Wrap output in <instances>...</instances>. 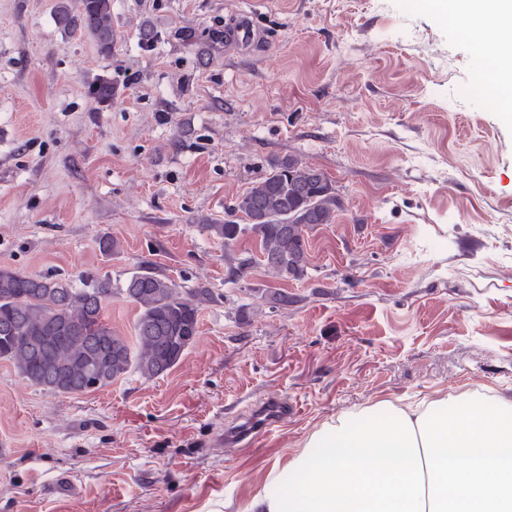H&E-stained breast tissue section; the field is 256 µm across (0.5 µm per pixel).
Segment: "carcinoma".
Wrapping results in <instances>:
<instances>
[{
  "mask_svg": "<svg viewBox=\"0 0 512 512\" xmlns=\"http://www.w3.org/2000/svg\"><path fill=\"white\" fill-rule=\"evenodd\" d=\"M58 22L90 34L102 51L112 46V0H61ZM342 207L332 182L296 157L277 160L239 195L232 212L246 223L204 228L224 241L227 281L250 269L232 251L243 237L260 246L269 271L301 280L308 276L305 233L331 224ZM122 296L138 310L135 344L102 318L105 304ZM215 301L204 286L185 289L149 266H140L119 288L109 275L90 273L79 284L0 268V361L22 378L53 393L78 394L108 386L134 370L146 380L172 369L198 335L201 307Z\"/></svg>",
  "mask_w": 512,
  "mask_h": 512,
  "instance_id": "1",
  "label": "carcinoma"
}]
</instances>
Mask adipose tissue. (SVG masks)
Here are the masks:
<instances>
[{
	"label": "adipose tissue",
	"mask_w": 512,
	"mask_h": 512,
	"mask_svg": "<svg viewBox=\"0 0 512 512\" xmlns=\"http://www.w3.org/2000/svg\"><path fill=\"white\" fill-rule=\"evenodd\" d=\"M435 5L463 30L492 18L512 38V0ZM241 512H512V402L493 413L473 391L341 413L274 464Z\"/></svg>",
	"instance_id": "1"
}]
</instances>
